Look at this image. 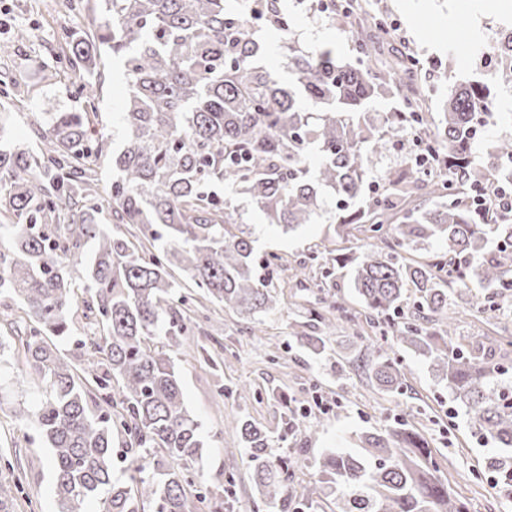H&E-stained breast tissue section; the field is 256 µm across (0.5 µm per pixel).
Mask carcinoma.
<instances>
[{"label":"carcinoma","mask_w":512,"mask_h":512,"mask_svg":"<svg viewBox=\"0 0 512 512\" xmlns=\"http://www.w3.org/2000/svg\"><path fill=\"white\" fill-rule=\"evenodd\" d=\"M95 26L64 35L71 72L92 99L98 65L121 68L128 97L121 126L127 146L111 149L88 112H49L33 154L0 148V295L21 299L25 317L10 322L25 363L40 376L32 412L52 448L58 512H193L190 461L204 442L185 407L170 357L156 339L183 330L186 297L176 293L178 269L214 301L259 317L273 303L256 272L255 240L237 200L250 201L284 233L322 217L319 193L335 202L326 223L336 237L360 228L369 247L337 260L371 320L385 323L397 346L425 357L436 380L465 407L473 432L499 451L485 457L503 494L512 497V382L496 359L497 343L463 344L452 307L472 304L477 282L488 310L512 297V216L491 208L493 179L473 160L477 118L492 122L488 88L470 80L448 88L440 126L428 134L448 177L414 157L378 167L388 147L428 127V109L411 87L413 60L378 65L376 36L355 40L356 62L329 45L303 49L288 37L280 0L262 14L233 13L225 0H95ZM283 34L290 83L283 88L258 65L264 42L255 21ZM408 90L409 111L370 112L382 89ZM111 155L106 194L119 224H141L158 252L146 251L98 223V204L83 202L91 162ZM224 193L219 194L216 188ZM423 200L411 209L412 194ZM496 247H488L489 240ZM434 240L448 261L406 264L397 250ZM94 242L86 283L64 271ZM414 296L407 295L408 288ZM98 336L80 341L71 365L53 339L68 336L77 308ZM367 374L401 392V364L366 346ZM117 383L120 415L93 410L95 392ZM118 424L141 474L131 485L112 480V426ZM259 493L291 506L288 479L295 461L271 459L269 435L239 420ZM360 450L327 451L310 462L321 494L340 512H468L439 475L428 443L403 422L359 436ZM175 466L149 473L156 453Z\"/></svg>","instance_id":"carcinoma-1"}]
</instances>
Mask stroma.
<instances>
[{
	"label": "stroma",
	"mask_w": 512,
	"mask_h": 512,
	"mask_svg": "<svg viewBox=\"0 0 512 512\" xmlns=\"http://www.w3.org/2000/svg\"><path fill=\"white\" fill-rule=\"evenodd\" d=\"M369 16L381 19L386 33L381 58L399 54L415 62L414 82L434 114H441L449 86L467 78L483 81L496 96L499 115L484 140L473 149L476 164L491 158L496 143L512 139V88L483 68L473 49L489 38L512 32V10L490 13L484 0H358ZM289 36L302 48L332 45L337 55L354 57L355 38L343 25L316 10L313 0H282ZM456 27H449V17ZM90 9L68 12L59 0H0V44L11 51L0 57V113H8L6 142L13 151L37 150L35 123L45 112H80L84 100L69 79L54 34L88 28ZM30 28L31 38L13 39L16 24ZM127 84L119 67L104 60L98 79V119L105 132L121 135ZM244 221L257 240L260 275L269 279L274 302L253 319L207 299L202 289L187 285L190 311L184 330L170 343L179 370L184 401L198 421L205 448L190 462L193 492L205 495L196 512H210L222 502L224 512H280L260 497L236 428L247 417L270 437L271 457H299L290 485L303 493L318 489L310 459L324 451L359 448L361 433L402 421L427 440L442 478L465 498L469 512H512V498L501 494L484 468L490 444L480 442L463 407L434 379L427 363L411 352H397L405 373L402 393L382 391L359 366L368 343H383L380 328L370 325L344 274L335 273V256L355 253L364 235L340 240L326 224H306L283 234L266 224L255 207L243 208ZM323 288L304 289L294 275L303 263ZM342 301L353 316L327 330L328 349L312 356L295 337L310 323L317 300ZM484 295L457 322L460 342L492 336L512 340V320L485 310ZM19 301L0 299V456L20 457L26 476L14 484L0 475V512H56L51 450L33 419L21 418L38 396L35 372L18 362L7 315L19 316Z\"/></svg>",
	"instance_id": "35a3bbf8"
}]
</instances>
